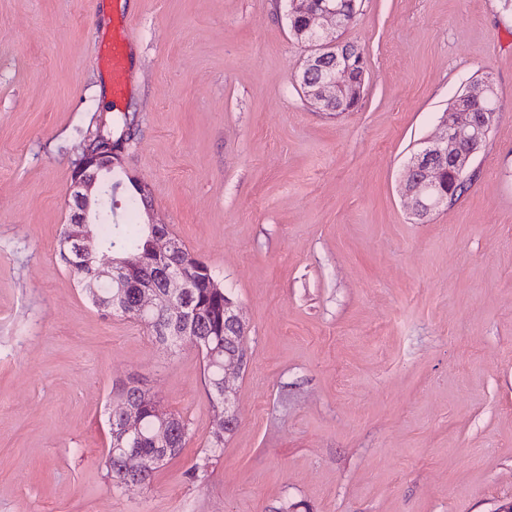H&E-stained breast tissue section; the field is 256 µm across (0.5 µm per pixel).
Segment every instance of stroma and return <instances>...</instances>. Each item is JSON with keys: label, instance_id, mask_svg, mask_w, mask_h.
Instances as JSON below:
<instances>
[{"label": "stroma", "instance_id": "35a3bbf8", "mask_svg": "<svg viewBox=\"0 0 512 512\" xmlns=\"http://www.w3.org/2000/svg\"><path fill=\"white\" fill-rule=\"evenodd\" d=\"M134 29L113 104L94 57ZM360 105L298 89L282 0H0V512H498L512 502V12L359 0ZM500 111L462 193L414 222L398 183L460 91ZM114 174L223 283L248 325L238 424L203 359L108 316L59 257L102 125ZM140 380L189 434L151 486L113 488L107 408Z\"/></svg>", "mask_w": 512, "mask_h": 512}]
</instances>
